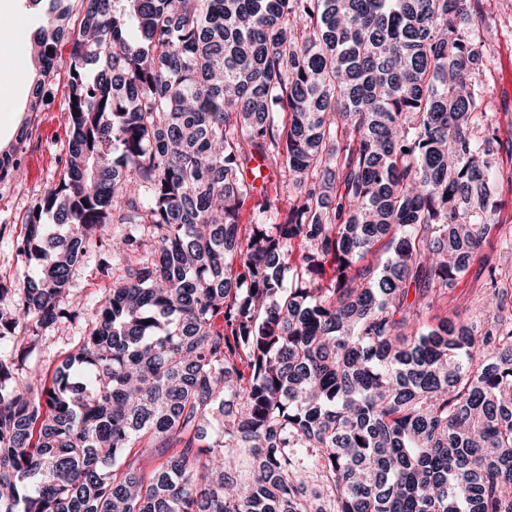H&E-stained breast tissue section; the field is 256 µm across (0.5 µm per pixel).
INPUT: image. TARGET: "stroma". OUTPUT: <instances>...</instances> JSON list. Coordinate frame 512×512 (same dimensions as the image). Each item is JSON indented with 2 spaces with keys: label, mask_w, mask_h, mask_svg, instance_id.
Returning a JSON list of instances; mask_svg holds the SVG:
<instances>
[{
  "label": "stroma",
  "mask_w": 512,
  "mask_h": 512,
  "mask_svg": "<svg viewBox=\"0 0 512 512\" xmlns=\"http://www.w3.org/2000/svg\"><path fill=\"white\" fill-rule=\"evenodd\" d=\"M487 27L480 69L491 71L493 79L483 93L489 111L500 122L501 137L512 136V0H491L485 7ZM43 14L31 10L29 0H10L0 7V33H9L13 46L27 49ZM70 45L57 49V65L47 77L31 71L29 77L0 93V149L14 151L21 164L19 175L0 176V281L13 288L23 286L19 245L25 234L27 213L53 189L64 175L70 139L65 113L68 109ZM44 80L46 98L39 111H31L33 89ZM480 262H473L461 283L449 291L427 316V323L446 317L468 320L479 309L485 290ZM112 289V275L101 266L99 248H91L74 267L70 297L77 303L74 317L60 320L43 330L42 338L27 360L23 377L48 379L61 362L75 352L81 336L92 327L93 307Z\"/></svg>",
  "instance_id": "1"
}]
</instances>
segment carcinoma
<instances>
[{"instance_id":"cac0c4a2","label":"carcinoma","mask_w":512,"mask_h":512,"mask_svg":"<svg viewBox=\"0 0 512 512\" xmlns=\"http://www.w3.org/2000/svg\"><path fill=\"white\" fill-rule=\"evenodd\" d=\"M82 3L33 37L44 76L72 44L77 101L0 285V512H323L313 477L334 512H512V293L486 259L475 320L425 322L512 252L482 0ZM107 224L124 273L51 382H18ZM144 440L180 451L146 476Z\"/></svg>"}]
</instances>
